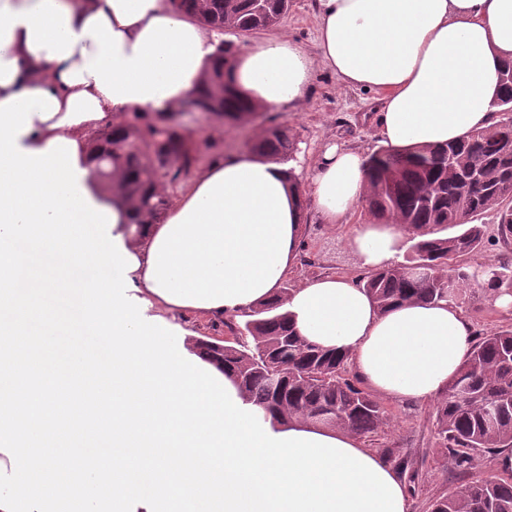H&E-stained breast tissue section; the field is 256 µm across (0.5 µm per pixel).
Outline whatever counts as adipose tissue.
Here are the masks:
<instances>
[{
    "mask_svg": "<svg viewBox=\"0 0 512 512\" xmlns=\"http://www.w3.org/2000/svg\"><path fill=\"white\" fill-rule=\"evenodd\" d=\"M315 48L285 35L250 40L232 59L242 98L295 112L316 70L378 102L384 146H440L499 120V72L512 62V0H315ZM223 32L177 15L170 0H0V102L45 91L59 110L31 114L17 143L41 151L75 142L80 184L115 216L113 236L139 262L129 277L165 312L236 313L283 299L296 331L348 352L369 391L428 403L447 388L474 336L452 301L379 311L347 276L316 278L282 293L299 253L306 207L321 223H346L369 182L359 149L326 145L314 162L283 164L247 153L209 162L164 219L129 231L130 210L90 175L91 139L126 112L162 118L200 89ZM308 181L307 192L296 185ZM360 270L394 266L404 232L392 223L352 226Z\"/></svg>",
    "mask_w": 512,
    "mask_h": 512,
    "instance_id": "adipose-tissue-1",
    "label": "adipose tissue"
}]
</instances>
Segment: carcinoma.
Returning a JSON list of instances; mask_svg holds the SVG:
<instances>
[{
  "label": "carcinoma",
  "instance_id": "1",
  "mask_svg": "<svg viewBox=\"0 0 512 512\" xmlns=\"http://www.w3.org/2000/svg\"><path fill=\"white\" fill-rule=\"evenodd\" d=\"M174 11L219 30L240 34L268 28L290 7L289 0H171ZM237 46H218L203 88L180 112L212 116L236 127L255 113L239 95L228 65ZM501 112L512 110V64L499 72ZM512 120H501L441 147L399 152L382 147L366 161L370 191L362 201L376 219L397 220L412 241L406 262L359 280L378 309L418 301L435 303L475 282L490 293L512 289V255L500 254L473 273L462 258L478 253L485 226L479 216L498 207V239H512ZM94 180L112 182L124 173L121 195L131 223L160 222L170 206L162 183L196 168L200 149L186 127L159 124L146 112H127L92 145ZM251 153L281 163L296 146L273 125L248 144ZM487 180L461 187L471 166ZM456 229L453 234L447 233ZM283 300L240 312L243 328L229 327L232 340H197L194 348L235 376L246 399L264 415L341 427L367 437L388 425L385 408L345 376L349 354L324 349L299 336L283 311ZM434 425L453 467L467 471L478 452L498 456L512 448V329L472 342L470 353L434 405ZM431 512H512V480L495 476L461 486L431 504Z\"/></svg>",
  "mask_w": 512,
  "mask_h": 512
}]
</instances>
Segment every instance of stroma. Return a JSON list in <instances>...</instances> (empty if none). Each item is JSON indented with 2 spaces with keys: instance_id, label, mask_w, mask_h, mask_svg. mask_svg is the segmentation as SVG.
<instances>
[{
  "instance_id": "35a3bbf8",
  "label": "stroma",
  "mask_w": 512,
  "mask_h": 512,
  "mask_svg": "<svg viewBox=\"0 0 512 512\" xmlns=\"http://www.w3.org/2000/svg\"><path fill=\"white\" fill-rule=\"evenodd\" d=\"M272 31L288 36L305 49H313L312 0H291L289 10ZM374 117L373 93L343 88L332 73L321 69L315 74L313 91L302 109L275 115L277 124L287 127L296 143L313 154L328 143H343L374 153L379 148L373 136ZM265 125V115L261 112L237 129H228L216 122L205 124L197 134L205 160L244 151L246 140L253 138ZM346 234V227L320 223L315 212H307L301 232L304 248L296 269L284 279V288L292 289L302 282L327 275H358L357 260L345 243ZM455 301L466 311L478 334L512 328V313L505 314L495 308L492 299L477 286L460 290ZM141 315L155 325L168 321L174 325L176 335L188 332L196 340L221 339L227 334L220 317L189 311L162 316L153 308L142 309ZM384 405L391 417L389 427L364 439L363 444L386 458L392 466H404L415 473V482L408 485L413 512H431L430 503L436 497L465 483L501 475L499 461L484 455L475 457L467 473L454 470L435 434L431 404H402L388 399Z\"/></svg>"
}]
</instances>
